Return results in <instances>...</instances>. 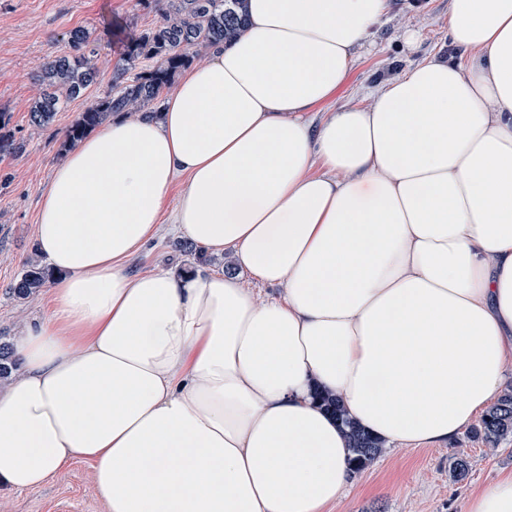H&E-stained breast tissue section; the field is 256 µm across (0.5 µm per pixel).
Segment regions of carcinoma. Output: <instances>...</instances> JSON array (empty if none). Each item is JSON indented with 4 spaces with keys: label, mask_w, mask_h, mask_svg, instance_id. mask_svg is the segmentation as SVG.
<instances>
[{
    "label": "carcinoma",
    "mask_w": 512,
    "mask_h": 512,
    "mask_svg": "<svg viewBox=\"0 0 512 512\" xmlns=\"http://www.w3.org/2000/svg\"><path fill=\"white\" fill-rule=\"evenodd\" d=\"M164 2L161 20L128 45L127 62L140 63L139 70L130 75L128 69H120L119 76L112 81V90L92 99L79 119L67 129L66 145L82 140L111 114L154 111L161 93L175 74L191 64L193 52L231 41L244 25L246 0ZM67 44L68 49L47 61L39 75L44 93L29 113V120L35 126L51 125L62 105L85 95L97 84L96 41L86 29L75 27L67 33ZM8 124L5 114L0 113V154L16 151ZM49 278L42 262L32 260L10 289L16 298L26 300L39 293ZM14 366L12 346L0 336V379L7 378ZM321 402L348 436L352 472L364 470L382 455L383 443L359 427L340 399L323 395ZM471 433L472 437L492 446L512 437V389L497 398ZM449 470L455 481L462 482L469 475V461L456 457Z\"/></svg>",
    "instance_id": "1"
}]
</instances>
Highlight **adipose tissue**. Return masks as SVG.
Instances as JSON below:
<instances>
[{
  "label": "adipose tissue",
  "mask_w": 512,
  "mask_h": 512,
  "mask_svg": "<svg viewBox=\"0 0 512 512\" xmlns=\"http://www.w3.org/2000/svg\"><path fill=\"white\" fill-rule=\"evenodd\" d=\"M387 0H247L156 112L78 142L35 226L46 318L0 383V489L91 462L106 512H328L349 449L438 445L512 366V0H451L452 43L315 117ZM261 283L134 273L163 229Z\"/></svg>",
  "instance_id": "ef3b65f1"
}]
</instances>
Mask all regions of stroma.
<instances>
[{"mask_svg":"<svg viewBox=\"0 0 512 512\" xmlns=\"http://www.w3.org/2000/svg\"><path fill=\"white\" fill-rule=\"evenodd\" d=\"M449 0H389L359 50L346 83L322 104L334 112L361 104L357 90L381 83L424 60L443 55L466 60L468 51L448 38ZM160 0H0V112L23 148L0 155V334L15 336L21 323L46 311L47 292L28 301L9 288L34 255L38 203L53 168L61 161L65 130L86 102L68 101L54 122L37 127L29 107L39 97L37 73L66 48L69 30L83 27L98 46L99 82L95 96L112 88V77L124 66L128 38L137 37L161 19ZM164 236L146 244L131 263L135 272L178 271L193 257ZM470 462L468 478L453 481L448 468L454 457ZM512 473V437L495 448L459 433L440 446L388 449L352 483L330 512H467L469 500L485 485ZM0 512H105L87 463L76 462L37 490H0Z\"/></svg>","mask_w":512,"mask_h":512,"instance_id":"1","label":"stroma"}]
</instances>
